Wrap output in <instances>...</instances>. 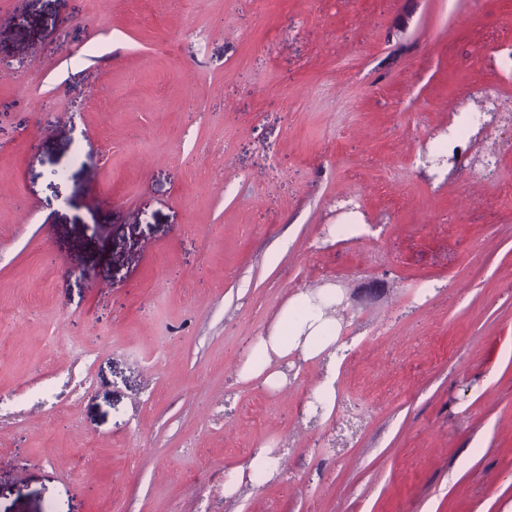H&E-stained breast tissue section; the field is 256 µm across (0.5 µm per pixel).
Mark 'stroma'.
<instances>
[{"label": "stroma", "mask_w": 512, "mask_h": 512, "mask_svg": "<svg viewBox=\"0 0 512 512\" xmlns=\"http://www.w3.org/2000/svg\"><path fill=\"white\" fill-rule=\"evenodd\" d=\"M510 48L512 0H0V512H512ZM327 286L336 356L243 381ZM336 379L331 371H328L317 386L314 396L325 414H330L336 404Z\"/></svg>", "instance_id": "obj_1"}]
</instances>
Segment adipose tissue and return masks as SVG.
Wrapping results in <instances>:
<instances>
[{
	"mask_svg": "<svg viewBox=\"0 0 512 512\" xmlns=\"http://www.w3.org/2000/svg\"><path fill=\"white\" fill-rule=\"evenodd\" d=\"M333 301L310 293L294 294L281 309L269 333L259 337L256 352L240 369L243 380H261L271 390L288 384L275 364L294 354L312 359L336 342V321L328 310Z\"/></svg>",
	"mask_w": 512,
	"mask_h": 512,
	"instance_id": "adipose-tissue-1",
	"label": "adipose tissue"
}]
</instances>
